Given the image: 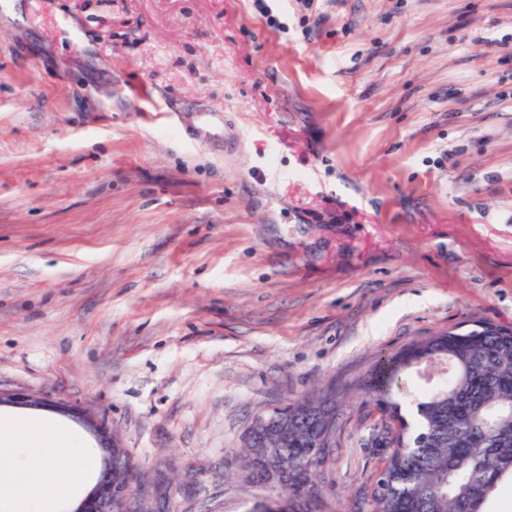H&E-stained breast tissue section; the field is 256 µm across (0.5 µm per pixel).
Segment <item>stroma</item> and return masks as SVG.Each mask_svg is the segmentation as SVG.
I'll return each mask as SVG.
<instances>
[{
    "label": "stroma",
    "instance_id": "stroma-1",
    "mask_svg": "<svg viewBox=\"0 0 512 512\" xmlns=\"http://www.w3.org/2000/svg\"><path fill=\"white\" fill-rule=\"evenodd\" d=\"M5 0L0 406L136 466L133 512H374L381 354L512 327V0ZM225 130L194 135L199 117ZM232 148H225V136ZM329 388L320 493L241 455Z\"/></svg>",
    "mask_w": 512,
    "mask_h": 512
}]
</instances>
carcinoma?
<instances>
[{
  "mask_svg": "<svg viewBox=\"0 0 512 512\" xmlns=\"http://www.w3.org/2000/svg\"><path fill=\"white\" fill-rule=\"evenodd\" d=\"M417 375L414 419L402 414L400 386ZM363 390L402 435L388 448L375 512H490L503 486L512 488V329L481 323L446 331L380 357ZM330 392L295 399L288 407V444L267 433L266 447L243 449L253 479L270 476L268 463L288 469L297 486L316 489L320 445L332 422L319 405Z\"/></svg>",
  "mask_w": 512,
  "mask_h": 512,
  "instance_id": "1",
  "label": "carcinoma"
}]
</instances>
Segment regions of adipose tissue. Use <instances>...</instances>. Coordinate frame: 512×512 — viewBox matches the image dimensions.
Returning a JSON list of instances; mask_svg holds the SVG:
<instances>
[{"label":"adipose tissue","instance_id":"1","mask_svg":"<svg viewBox=\"0 0 512 512\" xmlns=\"http://www.w3.org/2000/svg\"><path fill=\"white\" fill-rule=\"evenodd\" d=\"M29 434L24 423L0 428V502L10 512H56L60 499L79 490L84 469H61L55 455L37 451L24 467H12V459Z\"/></svg>","mask_w":512,"mask_h":512}]
</instances>
